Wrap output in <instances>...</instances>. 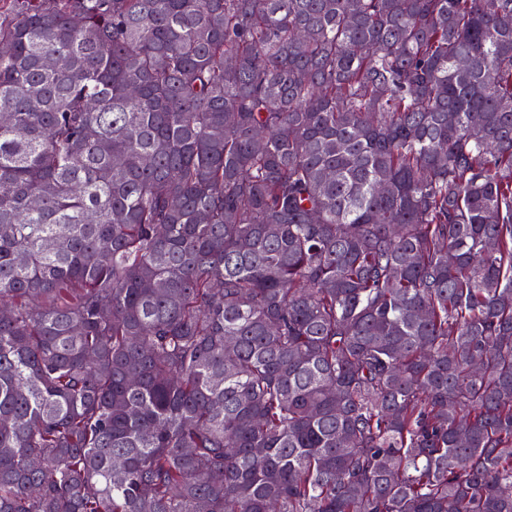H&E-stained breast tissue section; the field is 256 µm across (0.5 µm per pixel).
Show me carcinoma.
I'll use <instances>...</instances> for the list:
<instances>
[{
	"label": "carcinoma",
	"mask_w": 512,
	"mask_h": 512,
	"mask_svg": "<svg viewBox=\"0 0 512 512\" xmlns=\"http://www.w3.org/2000/svg\"><path fill=\"white\" fill-rule=\"evenodd\" d=\"M506 487L512 0H0V512Z\"/></svg>",
	"instance_id": "cac0c4a2"
}]
</instances>
